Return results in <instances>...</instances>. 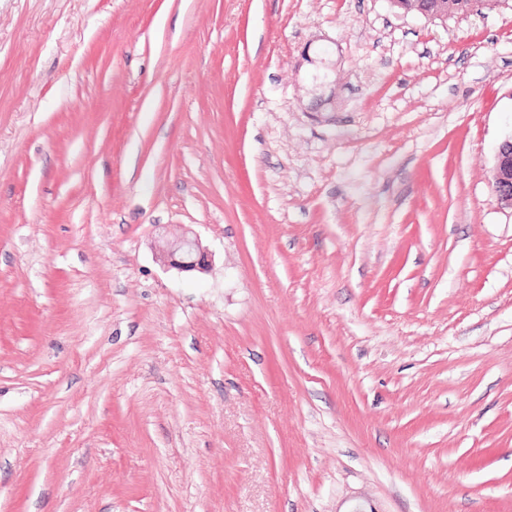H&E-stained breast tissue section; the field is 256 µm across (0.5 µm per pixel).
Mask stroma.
<instances>
[{
	"label": "stroma",
	"instance_id": "obj_1",
	"mask_svg": "<svg viewBox=\"0 0 512 512\" xmlns=\"http://www.w3.org/2000/svg\"><path fill=\"white\" fill-rule=\"evenodd\" d=\"M510 136V9L0 0V512H512ZM492 185L501 203L512 208V137L498 148L492 170ZM156 260L164 267L180 272H206L209 254L196 236L184 235L170 241L162 235L154 243Z\"/></svg>",
	"mask_w": 512,
	"mask_h": 512
}]
</instances>
